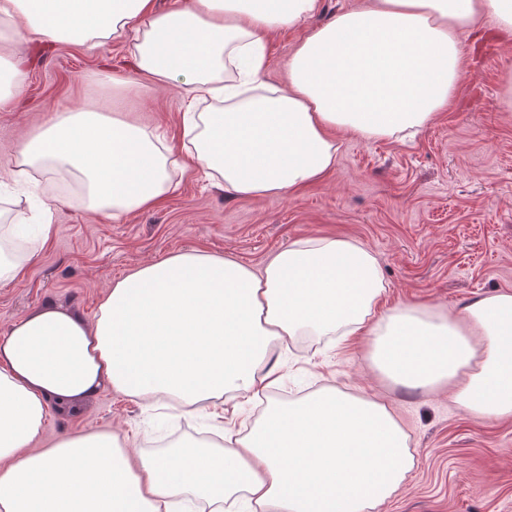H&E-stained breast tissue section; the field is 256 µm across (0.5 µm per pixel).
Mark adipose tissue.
Instances as JSON below:
<instances>
[{"instance_id":"obj_1","label":"adipose tissue","mask_w":512,"mask_h":512,"mask_svg":"<svg viewBox=\"0 0 512 512\" xmlns=\"http://www.w3.org/2000/svg\"><path fill=\"white\" fill-rule=\"evenodd\" d=\"M320 0H0V40L103 47L127 43L136 71L186 99V159L235 197L276 196L336 165L337 132L415 137L446 111L463 74L460 36L483 18L512 33V0H364L306 28ZM305 28L285 86L267 87L270 35ZM217 99L204 112L195 106ZM174 148L130 119L75 107L51 113L0 178L69 171L78 203L113 219L146 211L172 186ZM386 285L361 242L304 236L262 270L188 250L116 281L87 322L53 304L0 334V512H209L239 499L265 512H378L413 465L385 403L327 389L264 398L273 348L302 335L365 336L386 380L449 388L473 418H512V291L455 314L382 307ZM187 415L232 396L263 403L218 441L132 457L114 432L47 441L51 400L79 403L102 384ZM371 485L353 493L355 482Z\"/></svg>"}]
</instances>
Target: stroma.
<instances>
[{
	"mask_svg": "<svg viewBox=\"0 0 512 512\" xmlns=\"http://www.w3.org/2000/svg\"><path fill=\"white\" fill-rule=\"evenodd\" d=\"M301 37L296 29L270 37L269 85L285 84ZM461 41L459 89L447 112L417 138L366 141L339 133L335 168L281 196L231 197L218 180L186 167L158 207L115 221L77 203L79 187L67 172L7 184L0 200L11 209L28 212L30 197L46 189L57 201L47 241L14 281L0 286V333L48 301L93 319L114 280L176 252L195 249L257 269L302 236L366 245L388 283L389 306L416 301L452 312L512 289V112L499 103L512 71V33L488 19ZM0 51L22 57L26 71L12 111L0 112V170L48 114L78 106L137 119L183 149L178 88L144 78L133 88H100L96 75L105 67L117 78L134 77L126 45L89 50L11 42ZM367 349L363 336L341 346L326 336L296 337L271 353L278 380L268 396L289 400L333 387L376 394L392 406L411 437L414 465L381 512H512V419L476 421L450 392L387 385L370 368ZM224 424L209 408L189 419L173 402L150 406L104 385L88 401L51 408L47 434L111 430L131 436L133 454L159 455Z\"/></svg>",
	"mask_w": 512,
	"mask_h": 512,
	"instance_id": "stroma-1",
	"label": "stroma"
}]
</instances>
